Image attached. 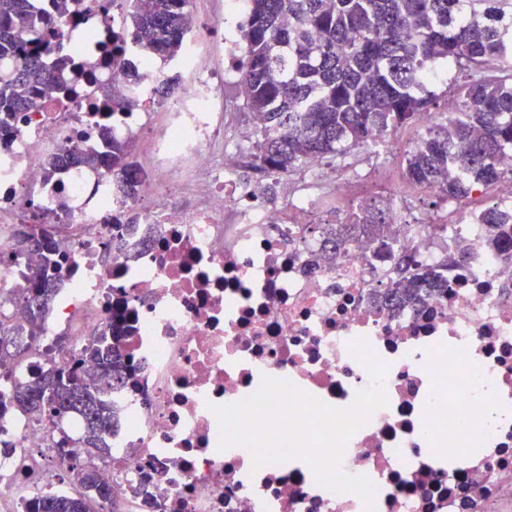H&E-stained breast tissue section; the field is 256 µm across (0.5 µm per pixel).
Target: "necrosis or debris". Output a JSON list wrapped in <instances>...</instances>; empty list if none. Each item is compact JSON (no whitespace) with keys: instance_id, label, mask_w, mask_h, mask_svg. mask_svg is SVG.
<instances>
[{"instance_id":"obj_1","label":"necrosis or debris","mask_w":512,"mask_h":512,"mask_svg":"<svg viewBox=\"0 0 512 512\" xmlns=\"http://www.w3.org/2000/svg\"><path fill=\"white\" fill-rule=\"evenodd\" d=\"M51 19L46 62L79 44L70 94L16 113L0 144V243L18 225H55L67 257L44 333L0 379L14 381L67 362L108 324L123 329L129 365L112 393L119 425L109 456L87 454L74 412L49 421L0 406V512H33L71 491V460L104 470L114 489L107 512H365L361 498L320 486L310 466L289 459L253 468L246 447L219 445L214 407L253 395L263 377L289 381L330 407L350 406L370 384L351 352L365 340L386 368V407L349 440L344 472L375 486L374 512H505L512 505V254L490 243L483 214H512V153L504 178L474 190L450 212L447 234L434 216L397 226L420 263L465 244L470 259L448 288L399 310L379 305L393 261L359 238L321 251L308 227L309 195L343 199L348 178L311 160L304 174L255 182L224 163L223 57H238L237 34L202 26L178 64L189 74L177 94L116 112L113 101L150 89L169 71L128 47L127 0H78ZM128 141V195L111 170L63 167L45 180L42 160L95 145L99 131ZM28 273L24 257L0 263V326L19 319L10 297ZM68 447H58L61 434Z\"/></svg>"}]
</instances>
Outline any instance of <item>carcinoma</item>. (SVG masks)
Here are the masks:
<instances>
[{
    "mask_svg": "<svg viewBox=\"0 0 512 512\" xmlns=\"http://www.w3.org/2000/svg\"><path fill=\"white\" fill-rule=\"evenodd\" d=\"M191 2L133 0L144 54L178 53ZM25 3L0 0V57L18 61L11 76L0 78V128L7 115L38 107L68 83L69 54L44 64L46 18L25 16ZM242 36L238 82L247 88L245 106L258 132L253 168L264 175L289 174L312 158L343 159L370 137L385 143L388 132L432 110L437 95L428 78L446 69L457 109L405 154L404 179L432 190V204L440 208L501 178L497 161L512 152V0H249ZM127 157L126 143L114 139L106 154L48 156L44 175L52 181L64 165L118 172ZM451 166L464 176L440 180ZM393 220L392 202L373 198L333 224L308 228L325 247L339 249L365 236L395 253L391 285L378 301L398 309L447 286L448 268L466 262L468 253L460 245L438 265L418 264L409 250L396 249ZM485 221L494 246L512 248V224L494 209ZM18 254L37 274L13 291L25 324L17 334L0 331V378L10 374L21 346L42 336L65 259L49 224L19 225L14 247H0V261ZM126 370L108 328L71 362L15 381L10 403L49 419L79 413L82 445L106 454V435L118 424L110 396L124 385ZM69 477L81 492L46 498L41 512H99L111 496L108 480L80 463L72 464Z\"/></svg>",
    "mask_w": 512,
    "mask_h": 512,
    "instance_id": "obj_1",
    "label": "carcinoma"
}]
</instances>
